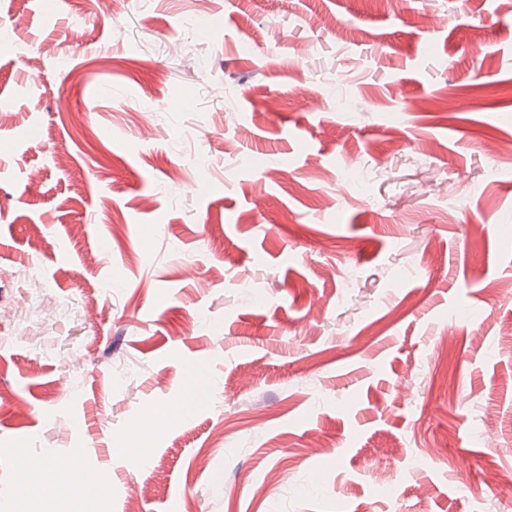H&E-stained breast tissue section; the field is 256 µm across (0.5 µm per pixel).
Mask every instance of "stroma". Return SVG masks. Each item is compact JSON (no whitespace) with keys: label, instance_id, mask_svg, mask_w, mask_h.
Returning <instances> with one entry per match:
<instances>
[{"label":"stroma","instance_id":"stroma-1","mask_svg":"<svg viewBox=\"0 0 512 512\" xmlns=\"http://www.w3.org/2000/svg\"><path fill=\"white\" fill-rule=\"evenodd\" d=\"M508 140L512 0H0L14 512H512ZM54 466L61 475L62 481L49 485L46 490L55 494L73 488L77 478L73 460L67 456H57L54 459Z\"/></svg>","mask_w":512,"mask_h":512}]
</instances>
